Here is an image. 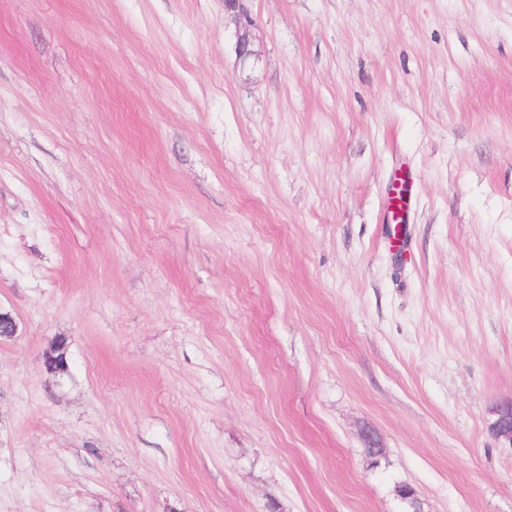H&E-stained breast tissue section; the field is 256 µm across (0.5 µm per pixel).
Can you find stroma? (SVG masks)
<instances>
[{"label": "stroma", "instance_id": "obj_1", "mask_svg": "<svg viewBox=\"0 0 512 512\" xmlns=\"http://www.w3.org/2000/svg\"><path fill=\"white\" fill-rule=\"evenodd\" d=\"M242 3L0 0V512H512V0ZM241 0H225L224 1V9L227 12L237 13L238 16H242L238 18V31H237V41H236V51L238 53L239 59L246 61L248 58L252 57L254 51L251 46L250 40V27L252 26L251 19L240 12L237 9L240 8ZM496 420L492 423L491 429L500 444L505 447H512V405H504L496 408ZM511 421V426H510Z\"/></svg>", "mask_w": 512, "mask_h": 512}]
</instances>
